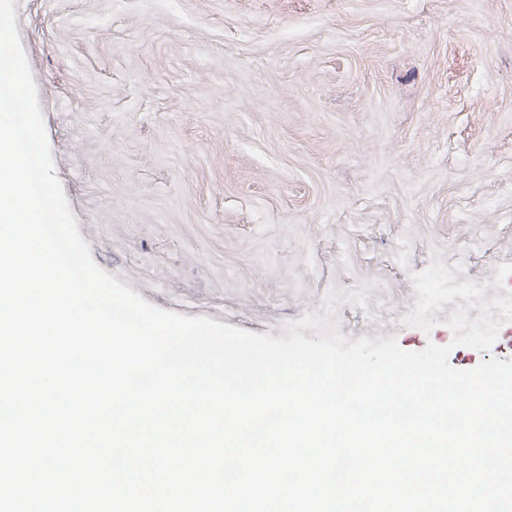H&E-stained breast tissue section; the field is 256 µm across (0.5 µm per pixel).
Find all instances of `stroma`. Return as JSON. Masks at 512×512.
I'll list each match as a JSON object with an SVG mask.
<instances>
[{"label":"stroma","mask_w":512,"mask_h":512,"mask_svg":"<svg viewBox=\"0 0 512 512\" xmlns=\"http://www.w3.org/2000/svg\"><path fill=\"white\" fill-rule=\"evenodd\" d=\"M55 174L95 263L147 302L273 337L329 290L350 340L440 258L512 264V0H15ZM452 347V345H451ZM512 359V321L470 370Z\"/></svg>","instance_id":"1"}]
</instances>
